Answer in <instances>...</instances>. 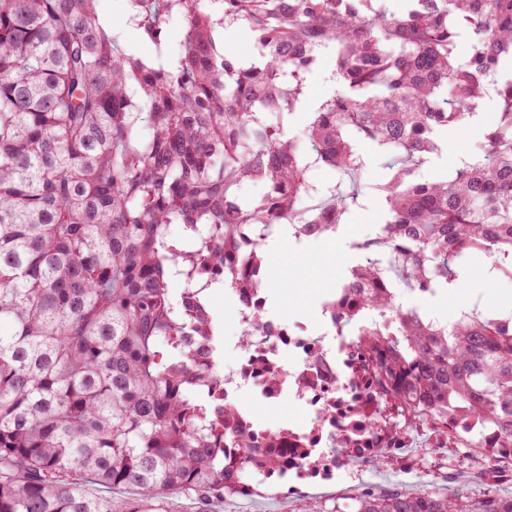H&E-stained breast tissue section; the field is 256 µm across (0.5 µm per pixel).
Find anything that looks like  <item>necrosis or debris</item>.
Listing matches in <instances>:
<instances>
[{
  "label": "necrosis or debris",
  "mask_w": 512,
  "mask_h": 512,
  "mask_svg": "<svg viewBox=\"0 0 512 512\" xmlns=\"http://www.w3.org/2000/svg\"><path fill=\"white\" fill-rule=\"evenodd\" d=\"M195 371L210 380L205 391L213 403L237 406L248 421V435L265 442L269 428L253 418L251 405L241 400L242 391L270 407L283 400L298 402L307 422L281 430L276 455L284 473L315 486L332 482L340 466L369 468L378 460L407 464L404 432L387 428L385 418L399 417L403 408L391 397L375 394L377 360L361 339L329 324L322 334H305L272 322L270 335L248 348H238L231 370L218 364L216 344L197 355Z\"/></svg>",
  "instance_id": "obj_1"
}]
</instances>
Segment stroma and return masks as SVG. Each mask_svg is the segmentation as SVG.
I'll list each match as a JSON object with an SVG mask.
<instances>
[{
  "instance_id": "1",
  "label": "stroma",
  "mask_w": 512,
  "mask_h": 512,
  "mask_svg": "<svg viewBox=\"0 0 512 512\" xmlns=\"http://www.w3.org/2000/svg\"><path fill=\"white\" fill-rule=\"evenodd\" d=\"M481 138L474 128L465 127L448 133L441 152L431 156L422 173L431 178L446 173L461 158L479 152ZM365 169L361 175L362 192L338 226L334 244L308 240L293 247L280 232H273L262 243L260 251L267 268L269 301L266 316L278 319L290 327L315 334L326 327L322 305L330 299L337 286L350 274L352 267L366 263L368 252L356 251L355 242L375 238L384 222L385 208L377 191L386 182L388 171L376 144L368 140L357 143ZM398 300L403 306L427 312L440 322L455 320L463 303L480 299L504 307L512 304V277L489 273L487 265L471 269L462 287L435 294L410 292L397 288ZM409 452L417 461L413 474H405L397 462L387 460L371 467L363 482H355L346 471H339L334 485L307 490L298 495L288 486L279 485L267 493L251 498L230 496L216 502L201 496H173L153 502L149 512H294L298 501L314 504L319 512H336L340 498L358 490L379 491L397 488L405 492L421 491L441 495L457 494L478 499L488 492L512 497V481L492 486L473 481L457 487L449 482L448 470L466 472L478 466L465 448H437L432 433L422 427L410 428Z\"/></svg>"
}]
</instances>
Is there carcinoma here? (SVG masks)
<instances>
[{
	"label": "carcinoma",
	"instance_id": "carcinoma-1",
	"mask_svg": "<svg viewBox=\"0 0 512 512\" xmlns=\"http://www.w3.org/2000/svg\"><path fill=\"white\" fill-rule=\"evenodd\" d=\"M152 45L118 44L98 0H0V512H115L112 496L233 495L243 473L198 423L208 412L248 467L237 410L196 396L191 361L214 335L211 312L184 313L175 275L224 261V286L265 287L255 238L287 222L334 231L343 183L320 191L321 163L358 181L353 137L387 157L378 247L392 267L358 265L329 307L341 326L365 320L407 423L474 419L494 434L472 442L486 464L512 449V308L481 300L451 323L394 300L395 269L434 293L458 284L456 259L491 260L512 276V0H123ZM246 28L254 59L228 35ZM335 56L345 87L287 134L305 74ZM494 92L497 109L479 112ZM483 118L484 148L452 173L415 178L443 133ZM258 181L263 196L233 192ZM196 234L186 249L170 235ZM269 328L256 312L242 343ZM354 512H512L480 500L391 489L353 495Z\"/></svg>",
	"mask_w": 512,
	"mask_h": 512
}]
</instances>
